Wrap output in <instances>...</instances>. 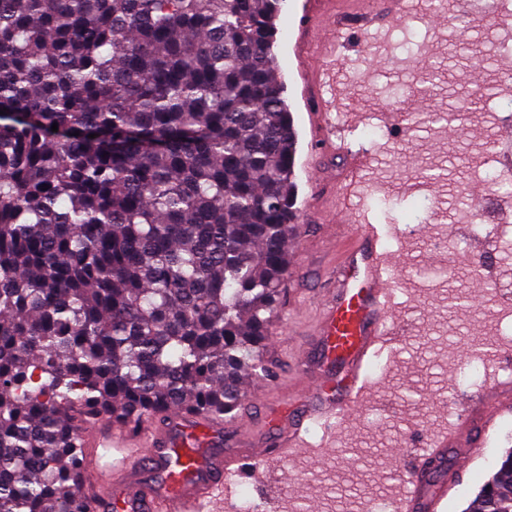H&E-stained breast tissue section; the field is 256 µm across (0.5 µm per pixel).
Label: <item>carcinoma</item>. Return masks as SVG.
I'll use <instances>...</instances> for the list:
<instances>
[{
  "label": "carcinoma",
  "instance_id": "carcinoma-1",
  "mask_svg": "<svg viewBox=\"0 0 512 512\" xmlns=\"http://www.w3.org/2000/svg\"><path fill=\"white\" fill-rule=\"evenodd\" d=\"M282 2L0 0V512H97L79 424L230 418L272 373ZM511 507L512 450L468 512Z\"/></svg>",
  "mask_w": 512,
  "mask_h": 512
}]
</instances>
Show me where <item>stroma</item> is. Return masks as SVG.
I'll return each mask as SVG.
<instances>
[{
	"mask_svg": "<svg viewBox=\"0 0 512 512\" xmlns=\"http://www.w3.org/2000/svg\"><path fill=\"white\" fill-rule=\"evenodd\" d=\"M304 0H286L276 20L277 70L298 132L295 174L300 211L299 237L291 272L279 285L273 338L263 354L274 375L248 376L247 400L231 431L265 436L263 412L276 401L299 399L303 379L298 366L321 313L336 271L353 244L356 221L387 225L386 248L399 265L392 282L397 315L410 330L397 350L370 372L371 389L361 410L336 427L331 440L321 431L312 447L286 457L271 474L282 483L278 512L315 505V512H353L364 486L360 473H376L377 483L397 494V470L412 445L447 431L449 419L426 423L438 399L455 388H486L494 375H507L500 352L512 349V279L502 256L508 241L495 227L512 215V186L490 187L475 170L499 142L506 115L512 114V12L484 15L477 0H447L432 13L429 0H411L408 18L394 17L390 0H335L336 65L326 94L336 126L371 153L356 196L334 203L342 173L340 161L310 157L320 126L305 107L314 94L298 17ZM424 83L401 106L388 88ZM458 114L453 129H408L407 115ZM430 198L436 210L413 240L397 241L394 232L411 223L417 199ZM475 205L476 222L459 220V210ZM446 236L447 252L432 239ZM490 238L489 251L473 257L471 242ZM488 345L493 361L467 376L473 347ZM504 447L486 449L472 465L468 483L448 498L447 512H466L483 481L494 471Z\"/></svg>",
	"mask_w": 512,
	"mask_h": 512,
	"instance_id": "1",
	"label": "stroma"
}]
</instances>
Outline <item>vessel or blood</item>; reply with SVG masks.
<instances>
[{
  "instance_id": "obj_1",
  "label": "vessel or blood",
  "mask_w": 512,
  "mask_h": 512,
  "mask_svg": "<svg viewBox=\"0 0 512 512\" xmlns=\"http://www.w3.org/2000/svg\"><path fill=\"white\" fill-rule=\"evenodd\" d=\"M315 112L327 129L324 148L347 165L338 196L349 201L369 160L337 130L325 99ZM355 239L336 287L323 303L321 321L303 365L307 382L300 404L271 413L265 437L249 448H225L224 427L182 412L146 419L138 428L99 424L81 430L89 450L83 483L106 512H221L238 477L237 463L252 458L261 473L307 445L321 427L332 436L337 421L357 411L369 391L368 370L393 353L402 332L391 308L393 264L377 225L356 224ZM456 425L423 440L399 471L395 512H446L448 495L462 485L468 466L495 441L502 419L512 418V375L454 401Z\"/></svg>"
}]
</instances>
